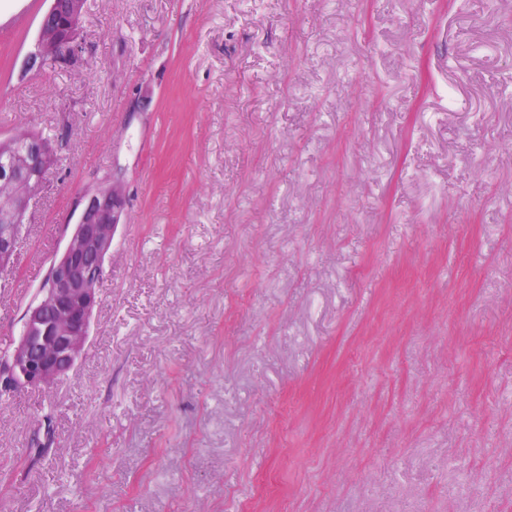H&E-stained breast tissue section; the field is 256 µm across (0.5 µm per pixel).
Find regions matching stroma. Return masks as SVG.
Instances as JSON below:
<instances>
[{"instance_id": "obj_1", "label": "stroma", "mask_w": 512, "mask_h": 512, "mask_svg": "<svg viewBox=\"0 0 512 512\" xmlns=\"http://www.w3.org/2000/svg\"><path fill=\"white\" fill-rule=\"evenodd\" d=\"M0 0V139L126 194L86 351L0 398V512H512V0ZM87 0H50L38 21V37L25 61V72H40L50 63L70 64L82 54L80 30Z\"/></svg>"}]
</instances>
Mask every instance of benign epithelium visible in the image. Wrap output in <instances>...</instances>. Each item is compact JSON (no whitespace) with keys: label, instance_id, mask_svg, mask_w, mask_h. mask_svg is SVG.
<instances>
[{"label":"benign epithelium","instance_id":"obj_1","mask_svg":"<svg viewBox=\"0 0 512 512\" xmlns=\"http://www.w3.org/2000/svg\"><path fill=\"white\" fill-rule=\"evenodd\" d=\"M87 0H50L38 21V37L25 61V72L50 63L70 64L82 54L80 30ZM32 178L55 163L53 145L29 137L21 155ZM34 193L13 199L9 221L23 224ZM125 205L117 184L87 192L62 253L54 258L39 299L23 312V331L0 367V389L39 388L57 382L82 357L98 303V285ZM15 235L0 236V273L12 271Z\"/></svg>","mask_w":512,"mask_h":512}]
</instances>
